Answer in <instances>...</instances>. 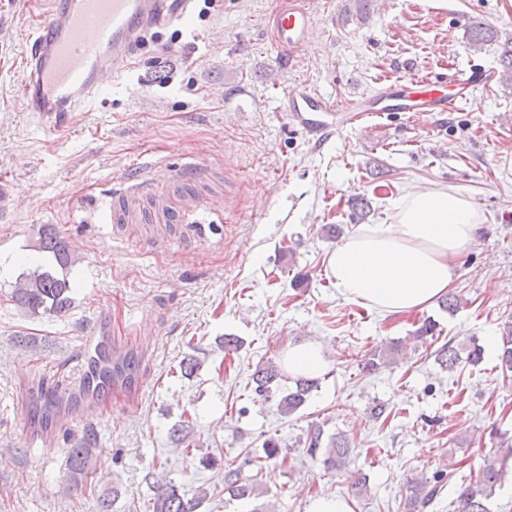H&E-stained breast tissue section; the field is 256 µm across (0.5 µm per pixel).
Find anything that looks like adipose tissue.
Wrapping results in <instances>:
<instances>
[{
    "label": "adipose tissue",
    "mask_w": 512,
    "mask_h": 512,
    "mask_svg": "<svg viewBox=\"0 0 512 512\" xmlns=\"http://www.w3.org/2000/svg\"><path fill=\"white\" fill-rule=\"evenodd\" d=\"M389 221L362 224L328 255L326 273L347 303L399 316L447 294L460 254L475 243L485 217L471 197L428 185L388 201ZM291 376L317 378L328 355L317 339L289 342L281 356Z\"/></svg>",
    "instance_id": "adipose-tissue-1"
}]
</instances>
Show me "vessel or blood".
<instances>
[{
  "label": "vessel or blood",
  "mask_w": 512,
  "mask_h": 512,
  "mask_svg": "<svg viewBox=\"0 0 512 512\" xmlns=\"http://www.w3.org/2000/svg\"><path fill=\"white\" fill-rule=\"evenodd\" d=\"M195 0H47V11L35 30L34 41L24 58L25 79L20 87L24 111L36 113L45 121L62 112H82L90 105L106 80L130 70L136 48L152 28L186 21ZM315 24L305 0H283L268 21L271 42L281 60L290 61L301 50ZM92 30L86 40L82 31ZM448 87L456 96L439 95L438 81L432 76L416 77L415 90L395 91L397 111L408 118L427 112L457 107L477 87L486 85L487 73L478 68L449 69ZM290 124L309 140L319 142L340 129H368L378 109L369 107L364 96L334 103L323 94L297 86L285 95ZM169 170L129 173L121 194L112 201L113 223L123 222L128 199L142 196L152 185L172 179ZM213 203L199 202L188 208L168 211V224H191L204 214L216 212ZM80 402L69 408L62 391L45 393L46 415L51 426L73 427L97 415L111 402L115 381L127 374L124 356L112 347L110 337L90 335L82 345Z\"/></svg>",
  "instance_id": "b4317fda"
}]
</instances>
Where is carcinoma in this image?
Masks as SVG:
<instances>
[{"mask_svg":"<svg viewBox=\"0 0 512 512\" xmlns=\"http://www.w3.org/2000/svg\"><path fill=\"white\" fill-rule=\"evenodd\" d=\"M496 41L491 29L477 25L471 32V43L477 48ZM500 70L499 82L506 86L512 85V39L503 42L498 56ZM38 249L44 253L48 263L37 266L33 271L24 274L13 289L11 301L31 316H61L70 310L72 305V285L69 270L75 263L74 253L68 243L54 228L46 225L39 230ZM437 323L427 317L412 332L410 339L425 343L436 341ZM405 341H391L373 350L370 357L363 360L362 370L375 372L382 367L394 363L406 347ZM484 349L474 340L456 342L452 339L443 343L435 350V361L444 371L455 372L463 364L475 366L482 362ZM498 359L503 375L512 373V320L504 322L501 332V347ZM286 380L281 366L269 361L255 369L251 375L250 385L253 393L260 399L268 401L278 398L277 408L283 415L296 413L305 405L313 390L318 388V380L302 376L291 378L293 386L286 393H278L274 387ZM489 440L493 453L506 448L508 453L500 459L485 464L475 477L459 485L455 484L454 474L436 472L430 478L409 482L408 490L403 497L400 508L402 512H428L441 497L443 491L455 486L454 498L448 503V512H489L487 503L493 498L496 490L505 482L509 473L507 463L512 457V437L493 428L489 432ZM93 442V434L83 446L67 450L69 471L77 484H85L90 474L89 448ZM306 453L315 456L323 453L322 464L329 472L344 471L350 460L353 448L347 438L333 435L324 438V429L319 425L312 426L305 441ZM263 454L248 457L244 464L225 463L224 492L233 500L259 499L262 495L255 476L245 474V468L254 467L262 472L266 467L277 463L282 448L273 437L263 442ZM149 512H198L202 498H186L181 494L180 487L171 480L157 479L149 485Z\"/></svg>","mask_w":512,"mask_h":512,"instance_id":"carcinoma-1","label":"carcinoma"}]
</instances>
